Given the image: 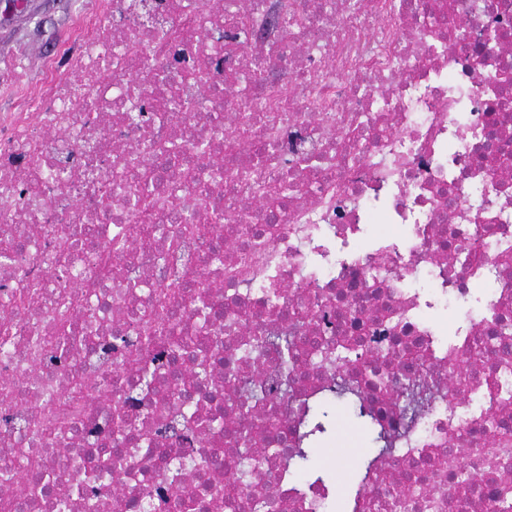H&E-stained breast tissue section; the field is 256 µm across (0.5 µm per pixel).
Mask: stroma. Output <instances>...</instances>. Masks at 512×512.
<instances>
[{
	"label": "stroma",
	"instance_id": "35a3bbf8",
	"mask_svg": "<svg viewBox=\"0 0 512 512\" xmlns=\"http://www.w3.org/2000/svg\"><path fill=\"white\" fill-rule=\"evenodd\" d=\"M98 0H0V113L28 112L33 98L48 99L52 71L76 52L75 29L93 15ZM336 440L316 448L320 464L336 460L337 483L367 446L363 431L335 408Z\"/></svg>",
	"mask_w": 512,
	"mask_h": 512
}]
</instances>
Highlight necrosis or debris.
<instances>
[{"label": "necrosis or debris", "mask_w": 512, "mask_h": 512, "mask_svg": "<svg viewBox=\"0 0 512 512\" xmlns=\"http://www.w3.org/2000/svg\"><path fill=\"white\" fill-rule=\"evenodd\" d=\"M49 105L0 114V512H512V0H102ZM211 233H189L192 225ZM202 279L230 330L201 328ZM221 354L207 380L159 379L138 325ZM456 317H449V310ZM295 336L291 397L263 411L246 481L176 464L239 457L156 410L186 398L239 424L254 336ZM65 346L50 361L43 339ZM362 352L366 403L396 459L360 483L287 480L277 440L332 384L314 341ZM437 391L404 420L407 367ZM234 385H227V378ZM151 440L113 454L111 421ZM45 429H29L31 421ZM43 491L4 480L20 449ZM421 464L423 491L411 486ZM481 487L465 503L459 473Z\"/></svg>", "instance_id": "1"}]
</instances>
